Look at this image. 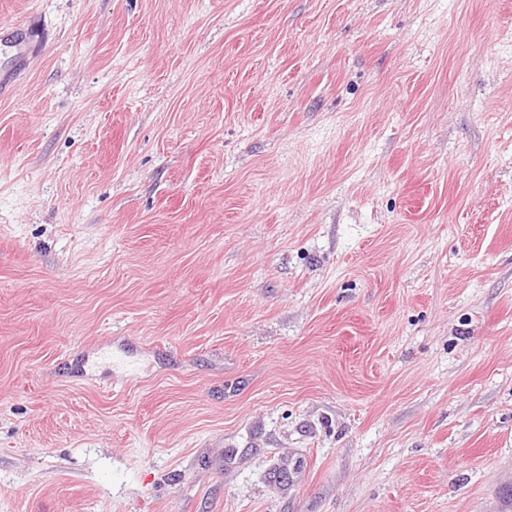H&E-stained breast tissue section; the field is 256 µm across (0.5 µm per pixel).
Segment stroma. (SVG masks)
I'll use <instances>...</instances> for the list:
<instances>
[{"label": "stroma", "instance_id": "stroma-1", "mask_svg": "<svg viewBox=\"0 0 512 512\" xmlns=\"http://www.w3.org/2000/svg\"><path fill=\"white\" fill-rule=\"evenodd\" d=\"M0 512H488L512 487V0H0Z\"/></svg>", "mask_w": 512, "mask_h": 512}]
</instances>
